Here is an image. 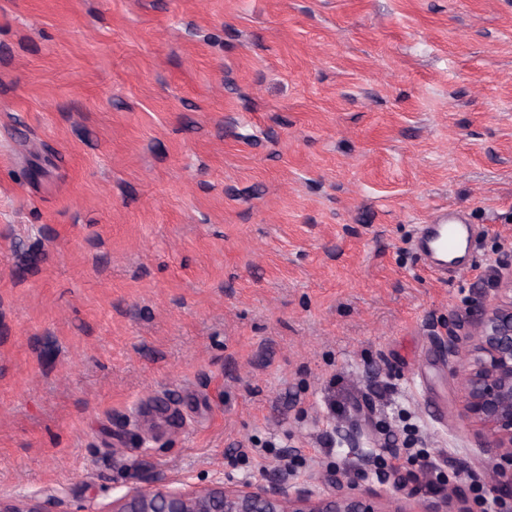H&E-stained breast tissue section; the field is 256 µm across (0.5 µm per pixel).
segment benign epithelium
Here are the masks:
<instances>
[{"mask_svg": "<svg viewBox=\"0 0 512 512\" xmlns=\"http://www.w3.org/2000/svg\"><path fill=\"white\" fill-rule=\"evenodd\" d=\"M465 339L448 336V354L455 358L459 402L467 417L484 430L495 463L489 490L501 506L512 499V268H498L493 288L479 292L476 313ZM312 472L299 481L277 471L265 481L243 478L234 484L216 476L203 487L169 484L133 489L112 501L109 512H471L468 501L444 495L435 510L415 508L397 493L395 478L370 465L336 471V491L317 489ZM0 512H62L60 501L0 497Z\"/></svg>", "mask_w": 512, "mask_h": 512, "instance_id": "1", "label": "benign epithelium"}]
</instances>
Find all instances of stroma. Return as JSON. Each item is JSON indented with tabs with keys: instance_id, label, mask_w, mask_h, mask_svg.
<instances>
[{
	"instance_id": "obj_1",
	"label": "stroma",
	"mask_w": 512,
	"mask_h": 512,
	"mask_svg": "<svg viewBox=\"0 0 512 512\" xmlns=\"http://www.w3.org/2000/svg\"><path fill=\"white\" fill-rule=\"evenodd\" d=\"M503 263L512 0H0V496L413 448L501 512L443 344ZM460 237L468 243L469 227L456 218L454 210L448 208L437 212L434 223L422 225L421 245L425 252L437 261L433 267L435 273L440 274L448 267L447 260L441 259L438 252H455Z\"/></svg>"
}]
</instances>
